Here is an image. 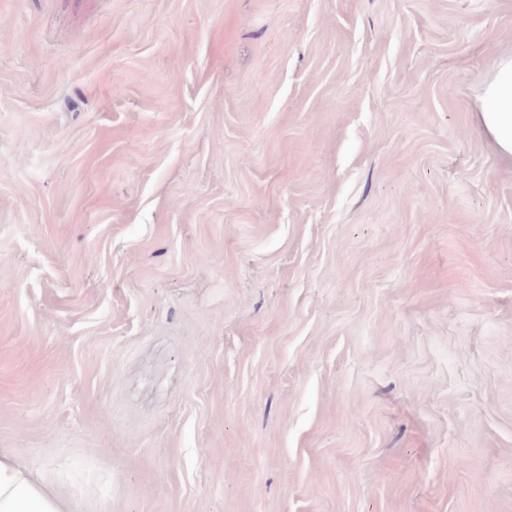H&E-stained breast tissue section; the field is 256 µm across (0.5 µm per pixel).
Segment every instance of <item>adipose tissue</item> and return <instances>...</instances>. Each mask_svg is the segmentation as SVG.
Wrapping results in <instances>:
<instances>
[{
  "instance_id": "obj_1",
  "label": "adipose tissue",
  "mask_w": 512,
  "mask_h": 512,
  "mask_svg": "<svg viewBox=\"0 0 512 512\" xmlns=\"http://www.w3.org/2000/svg\"><path fill=\"white\" fill-rule=\"evenodd\" d=\"M478 120L501 155L512 158V56L503 57L479 96ZM71 504L18 456L0 452V512H71Z\"/></svg>"
}]
</instances>
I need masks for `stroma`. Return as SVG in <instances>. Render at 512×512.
<instances>
[{
    "mask_svg": "<svg viewBox=\"0 0 512 512\" xmlns=\"http://www.w3.org/2000/svg\"><path fill=\"white\" fill-rule=\"evenodd\" d=\"M512 0H0V450L75 512H512ZM478 120L501 155L512 158V56L503 57L479 96Z\"/></svg>",
    "mask_w": 512,
    "mask_h": 512,
    "instance_id": "35a3bbf8",
    "label": "stroma"
}]
</instances>
